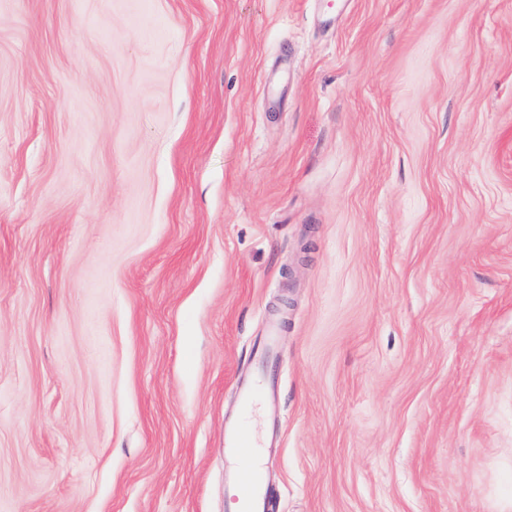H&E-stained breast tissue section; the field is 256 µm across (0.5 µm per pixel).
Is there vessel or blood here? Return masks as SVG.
Segmentation results:
<instances>
[{"mask_svg": "<svg viewBox=\"0 0 512 512\" xmlns=\"http://www.w3.org/2000/svg\"><path fill=\"white\" fill-rule=\"evenodd\" d=\"M236 391L240 404L239 417L224 426V448L228 454L237 456L241 465L235 473L239 490L233 501V512H268L272 490L265 481L260 465L254 457L260 441L253 428V414L267 388L262 377L239 381Z\"/></svg>", "mask_w": 512, "mask_h": 512, "instance_id": "1", "label": "vessel or blood"}]
</instances>
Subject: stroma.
<instances>
[{"mask_svg": "<svg viewBox=\"0 0 512 512\" xmlns=\"http://www.w3.org/2000/svg\"><path fill=\"white\" fill-rule=\"evenodd\" d=\"M512 512V0H0V512ZM236 391L240 415L235 421L224 423V449L241 459L234 478L239 494L233 504L225 505L224 509H234L229 512H268L272 490L266 485L260 464L254 458V448L265 447L254 432L252 422L255 408L267 395V388L262 377L257 376L239 381Z\"/></svg>", "mask_w": 512, "mask_h": 512, "instance_id": "stroma-1", "label": "stroma"}]
</instances>
